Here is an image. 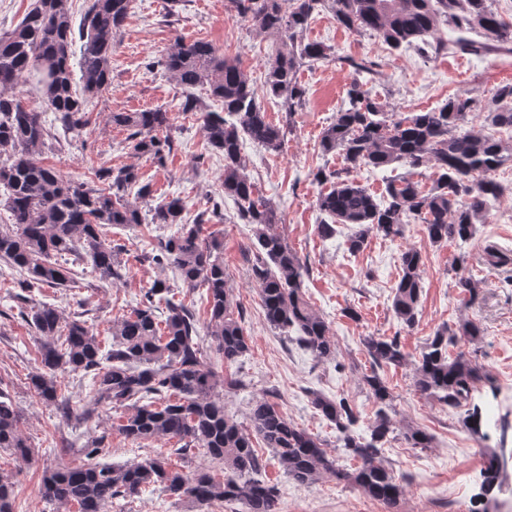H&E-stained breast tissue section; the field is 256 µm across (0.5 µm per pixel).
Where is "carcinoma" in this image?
<instances>
[{"instance_id":"obj_1","label":"carcinoma","mask_w":512,"mask_h":512,"mask_svg":"<svg viewBox=\"0 0 512 512\" xmlns=\"http://www.w3.org/2000/svg\"><path fill=\"white\" fill-rule=\"evenodd\" d=\"M291 3L288 12L282 3ZM330 2L336 22L354 33L378 36L392 51L419 40L429 44L438 20L445 19L460 32L475 31L483 40L459 37L438 39L431 48H448L486 56L512 52V20L493 8V0H230L237 13L261 32L280 36V46L267 64L262 90L237 59L224 56L204 40L182 37L161 60V66L185 88L201 87L221 111L208 109L189 93L183 112H198L208 147L224 155V195L238 206V219L252 225L254 260L251 272L260 286L267 323L296 340L319 360L336 357V339L329 326L304 298L308 268L277 232V209L256 193L245 173L243 143L250 140L269 151L282 148V128L268 120L263 100H278L288 114L302 106L306 91L298 81L304 64L325 61L332 48L322 42L295 40L314 12ZM134 8V0H89L79 36H74L65 0H34L21 21L0 34V200L8 223L0 225V260L17 273L21 292L10 294L18 315L40 338L41 371L30 377L39 401L66 414L70 400L63 373L91 378L82 414L91 418L101 405L124 409L117 430L135 442L172 445L133 465L99 460L106 436L93 437L83 447L84 460L75 466L46 469L41 478L43 499L54 512H112L115 500L133 498L150 486H159L176 501H189L200 512L215 502L240 504L242 512H278L277 487L258 478L263 468L256 442L269 449L287 477L308 486L330 476L357 486L366 496L397 512L404 493L402 480L382 458L395 422L390 388L377 373L383 366H404L408 355L397 338L366 336L363 346L372 364L364 381L378 409L359 434L357 412L344 398L313 395L312 404L336 428V447L359 461L351 470L336 466L314 435L288 420L276 404L256 401L245 427L224 410V389L239 384L205 361L204 344L226 363L249 351L250 336L242 316L235 313L224 269V243L213 233L203 234L205 219L183 223L185 202L164 198L142 212L140 201L153 197L152 185L141 181L133 166L100 168L94 177L101 186L75 179L41 160L53 135L43 114L52 112L65 138L78 139L88 124L87 104L112 84V52L116 36ZM80 40V49L73 48ZM80 52L75 82L71 57ZM37 78L41 101L24 102L16 93L28 76ZM112 124L129 130L128 145L159 166L166 165L172 149L168 134L173 116L165 108L114 112ZM484 123L512 132V84L498 87ZM322 153H338L345 167L314 173V180L330 184L315 205L327 219L317 225L323 239L336 234L335 225L353 224L348 251L363 250L371 235L401 238L412 218L425 224L432 244L465 243L476 225L487 220L502 186L493 173L512 162V140L504 141L476 128L473 100L452 95L440 107L391 119L383 107L355 81L347 90L334 121L323 129ZM404 164L412 170H432V186L425 190L408 176L390 180L381 195L350 178L361 168L386 169ZM156 224L175 228L158 239L151 251L136 259L149 261L178 274L185 292L205 289L208 322L200 333L192 305L176 297L163 280L144 291L138 305L112 321V340H101L94 324L78 314L66 318L55 305L35 299L37 288H68L72 269L59 258L73 256L72 264L87 265L104 282L121 281L128 264L124 246L109 237L114 226ZM421 252L409 248L401 255V275L393 289L392 310L406 327L415 325L423 290ZM459 294L474 303L479 282L459 275ZM481 324L464 318L456 328L438 330L413 361V383L427 399L452 409L466 408L462 425L481 430L482 409L472 403L482 385L496 389L482 368L460 351L448 347L464 339L482 340ZM21 414L0 378V448L27 462L34 454L21 427ZM413 448H429L432 436L411 425L403 432ZM203 453L229 475L199 468L187 473L172 464L171 456L186 460ZM504 449L485 453L482 502L499 485ZM15 483L0 473V512H14Z\"/></svg>"}]
</instances>
